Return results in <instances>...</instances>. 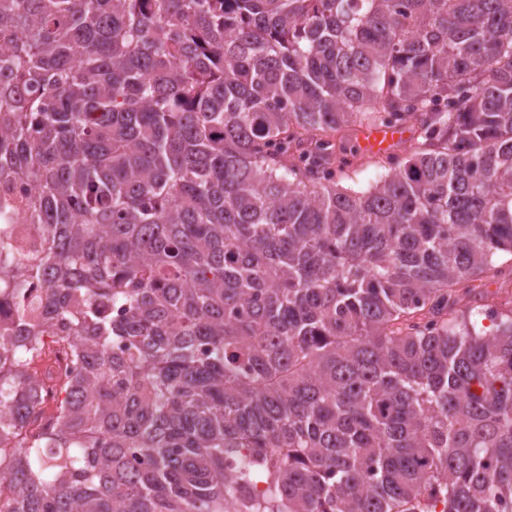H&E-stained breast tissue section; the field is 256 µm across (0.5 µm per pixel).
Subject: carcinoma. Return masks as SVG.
I'll return each mask as SVG.
<instances>
[{
	"label": "carcinoma",
	"instance_id": "1",
	"mask_svg": "<svg viewBox=\"0 0 512 512\" xmlns=\"http://www.w3.org/2000/svg\"><path fill=\"white\" fill-rule=\"evenodd\" d=\"M0 177V512H512V0H0ZM409 132V131H408ZM361 132L357 134L350 133L344 141V146L349 159L352 154L360 153L358 140ZM410 137L406 142V130L401 127H371L366 129L360 137V146L362 150L370 153L391 152L397 150L398 147H409L413 140V134L409 132ZM402 147V148H403ZM44 340L46 349L42 359L37 364V374L40 379H43L41 381L44 390L42 408H52L51 412H44V416H50L56 410L55 393L57 389L63 384L67 376L79 371V366L66 358L65 352L68 349L65 342L58 341L57 338L50 336H46ZM50 378L52 379L50 380Z\"/></svg>",
	"mask_w": 512,
	"mask_h": 512
}]
</instances>
